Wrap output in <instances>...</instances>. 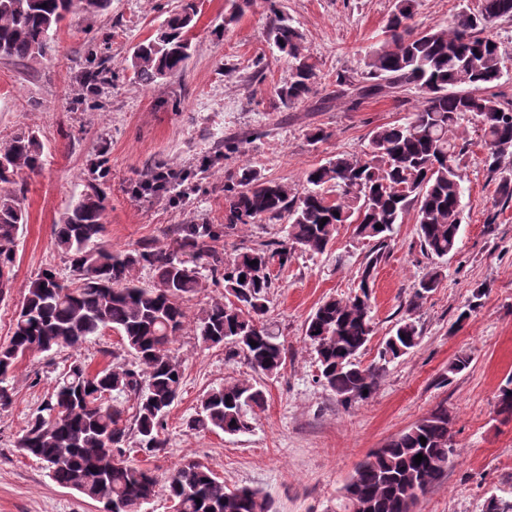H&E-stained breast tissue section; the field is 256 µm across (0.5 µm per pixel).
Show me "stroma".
I'll return each mask as SVG.
<instances>
[{
    "mask_svg": "<svg viewBox=\"0 0 512 512\" xmlns=\"http://www.w3.org/2000/svg\"><path fill=\"white\" fill-rule=\"evenodd\" d=\"M192 30L196 51L182 76L154 88L135 82L130 49L151 37L181 0H112L98 15L68 18L42 57L28 66L0 59V141L21 129H37L45 144L40 175H19L28 222L18 244L11 293L0 300V345L8 343L16 306L42 269L67 266L53 247L54 226L85 193L107 197L105 241L118 250L165 247L182 224L224 221V182L243 166L261 177L303 188L305 175L338 155H362L376 127L402 120L419 102L408 88L352 104L337 74L360 81L365 58L385 38L396 0H279L278 7L302 32L318 73L315 93L290 105L276 95L291 68L269 37L267 0L236 12V0H197ZM494 36L504 56L502 78L480 94L512 102V19L498 20ZM96 40L112 69L98 107L77 101L85 61L81 49ZM322 140H313L315 132ZM463 219L455 251L438 259L420 249L417 209L409 207L374 270L371 317L374 334L360 355L377 362L399 322L411 319L421 336L409 353L386 364L375 393L343 403L317 380L305 322L325 300L353 295L360 272L376 252L351 224L340 225L329 250L295 252L278 272L268 317L286 348L278 372L254 371L224 347H208L192 329L172 346L182 366L178 397L167 417L164 450L130 453L129 461L166 479L192 458L230 488L266 495L274 512H349L345 485L360 462L435 409L452 418L454 448L444 474L419 497L413 512H484L490 497L512 502V420L496 412L500 388L512 376V201L482 162L477 122L459 135ZM242 141L240 152L214 160L215 147ZM104 156V178L87 170ZM194 172L185 199L138 195L149 175L167 169ZM285 237L284 223L240 225L214 246L225 255ZM439 278L424 298L415 292L430 273ZM120 336L92 337L74 350L23 358L13 372V403L0 409V512H102L99 502L55 483L36 458L17 446L29 419L71 359L97 369L123 361ZM469 359L458 373L456 357ZM247 379L265 392L250 432L192 431L186 426L202 397L224 382Z\"/></svg>",
    "mask_w": 512,
    "mask_h": 512,
    "instance_id": "35a3bbf8",
    "label": "stroma"
}]
</instances>
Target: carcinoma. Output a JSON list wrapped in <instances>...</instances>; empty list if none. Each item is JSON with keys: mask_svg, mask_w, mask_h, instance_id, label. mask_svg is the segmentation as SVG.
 Returning a JSON list of instances; mask_svg holds the SVG:
<instances>
[{"mask_svg": "<svg viewBox=\"0 0 512 512\" xmlns=\"http://www.w3.org/2000/svg\"><path fill=\"white\" fill-rule=\"evenodd\" d=\"M110 2L0 0V58L22 64L37 60L68 16L100 13ZM268 2L274 44L292 61L291 80L276 90L288 105L312 92L317 73L300 31L275 0ZM414 7L415 0H397L387 36L368 53L357 90L377 96L385 87L412 86L421 93L416 110L401 123L377 128L369 152L338 154L309 171L303 191L264 180L246 167L224 184V223L182 224L173 248L109 249L102 241L105 196L96 191L63 214L53 246L66 259L70 275L61 279L45 268L27 285L10 341L0 346V408L12 404V373L29 353L77 348L110 330L121 336L130 360L96 371L73 361L28 422L19 447L44 463L54 482L94 501H111L112 512H145L161 490L174 502L175 512H273L272 502L259 491L230 489L198 461L185 460L162 483L126 458L131 446L149 454L166 447V416L182 382L171 345L187 322L184 302L204 288L203 271L223 280L231 299L206 303L194 318V335L205 344L228 347L252 369L272 376L283 364L284 345L265 319L274 279L269 267L283 269L297 249L324 253L339 224L356 225L358 237L383 247L413 203L422 251L443 259L455 249L463 213L459 157L464 146L454 132L467 115L482 118L484 165L498 180V192L512 200V165H503L512 158V104L454 91L503 76L502 54L490 29L512 18V0H481L477 11L466 5L448 27L421 32L409 24ZM197 15L196 0H183L154 37L134 47L130 66L142 86L151 88L183 72L195 50L190 31ZM85 62L87 75L94 78L91 90L98 94L109 82L110 69L91 47ZM43 155L44 143L35 130H22L0 143V298L12 288L17 247L28 223L14 176L40 174ZM283 219L286 237L278 243L229 257L211 246L226 228ZM377 262L375 256L363 267L359 292L323 301L305 328L317 354L318 381L346 403L368 399L383 369L358 361L374 332L369 290ZM145 266L153 273L150 285L136 277ZM419 338L415 322H400L385 341L380 361L400 357ZM114 393L136 398L133 419L112 404ZM264 400V391L248 380L226 383L203 397L187 427L247 433ZM497 413L512 417V378L500 392ZM418 454L423 459L417 465ZM452 454L448 410L440 407L370 453L355 468L346 494L371 502L373 512H412L419 496L441 477L438 463L448 462Z\"/></svg>", "mask_w": 512, "mask_h": 512, "instance_id": "1", "label": "carcinoma"}]
</instances>
